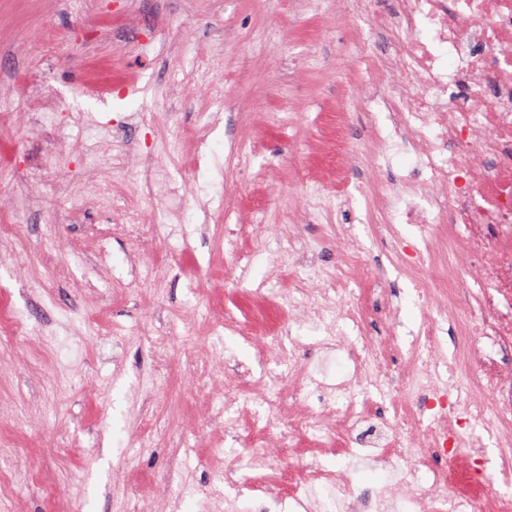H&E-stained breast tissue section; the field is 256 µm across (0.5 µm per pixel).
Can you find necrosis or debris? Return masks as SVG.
<instances>
[{
  "label": "necrosis or debris",
  "instance_id": "obj_1",
  "mask_svg": "<svg viewBox=\"0 0 512 512\" xmlns=\"http://www.w3.org/2000/svg\"><path fill=\"white\" fill-rule=\"evenodd\" d=\"M336 11L365 19L386 45V84L370 77L354 89L351 105L382 108L371 141L374 159L388 162L392 148L409 159L410 172L391 183L367 176L375 199L370 215L387 227L393 261L422 280L424 305L441 301L456 321L459 345L441 353L439 319L418 332L405 387H390L393 420H373L374 364L391 343L368 339L358 303L347 301V282L319 288L318 254L296 237L288 252L299 266L293 290L327 351L350 354L363 371L338 383L304 372L302 348L291 323L261 328L259 342L276 365L256 391L234 386L218 393L211 418L236 431L241 414L255 430L256 486L288 485L304 506L306 493L288 476L289 449L313 440L332 442L338 454L383 460L391 468L383 512H512V0H395L379 12L377 0H336ZM336 149L325 174L306 176V208L339 207L349 171L360 161L345 113L327 124ZM412 228L402 234L400 225ZM288 425L275 437L268 428ZM483 424L499 436L495 484L470 485L463 474L441 468L460 451L464 431ZM431 475L418 492L420 472Z\"/></svg>",
  "mask_w": 512,
  "mask_h": 512
}]
</instances>
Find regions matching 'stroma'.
<instances>
[{
    "mask_svg": "<svg viewBox=\"0 0 512 512\" xmlns=\"http://www.w3.org/2000/svg\"><path fill=\"white\" fill-rule=\"evenodd\" d=\"M53 26L59 40L40 36ZM367 28L360 19L295 14L292 0H0V283L22 309L33 343L0 338V474L10 491L0 512H224V488L210 483L205 449L213 439L242 448L252 427L235 436L199 420L217 387L203 352L210 325L202 308L225 299L230 325L224 356L239 363L241 385L272 367L255 341L236 331L253 317L250 295L263 288L277 318L299 329L298 361L329 360L331 380L347 378V353L327 355L320 337L288 305L293 268L268 254L287 231L320 244L326 269L345 264L328 224L303 221L302 167L317 168L311 139L327 112L353 92L359 58L346 46ZM316 66L298 75L297 58ZM59 100L54 127L34 125L31 79ZM110 91H103V84ZM223 101L220 124L206 131L211 99ZM287 113L274 124L270 113ZM245 139L250 167L233 170L230 143ZM147 153L187 187L179 227L169 200L148 194L122 160ZM94 165L84 168L80 154ZM263 201L270 222L253 230L246 211ZM364 200L353 193L346 221L353 244L375 261L377 281H349L368 333L397 339L385 362L390 377L428 311L414 284L391 263L385 238L361 223ZM29 221L10 228L16 210ZM139 212L138 228L124 220ZM241 236L247 274L224 252V234ZM170 331L156 361L148 330ZM162 398L143 404L154 373ZM197 456L175 482L162 480L183 433ZM348 472L364 512H377L387 483L384 461L326 453L290 455L285 469L309 480L308 464ZM42 473L44 482L29 480Z\"/></svg>",
    "mask_w": 512,
    "mask_h": 512,
    "instance_id": "stroma-1",
    "label": "stroma"
}]
</instances>
